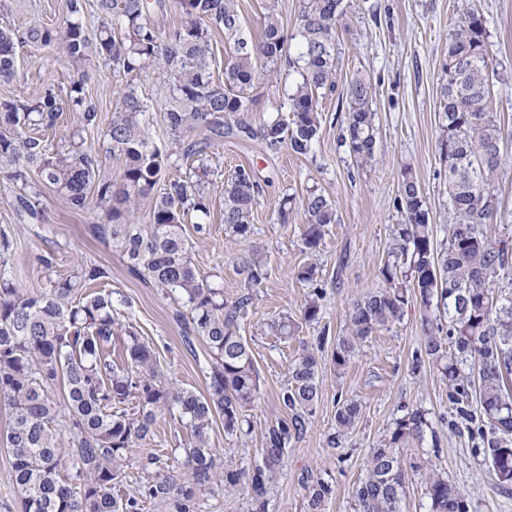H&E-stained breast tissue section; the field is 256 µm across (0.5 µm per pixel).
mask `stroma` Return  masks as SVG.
Wrapping results in <instances>:
<instances>
[{
	"label": "stroma",
	"instance_id": "1",
	"mask_svg": "<svg viewBox=\"0 0 512 512\" xmlns=\"http://www.w3.org/2000/svg\"><path fill=\"white\" fill-rule=\"evenodd\" d=\"M237 4L245 36L255 38L270 8L285 30L295 33L303 0H237ZM345 4L346 14L336 25L335 88L320 102L321 131L313 150L299 155L285 147L268 149L258 139L220 141L206 160L210 215L203 227H185L196 268L223 289L226 301L245 291L242 258L257 247L267 260L268 276L254 290L240 329L260 376V399L249 411L252 431L245 438L228 436L218 423L210 433L211 443L221 459L250 467L268 425L284 415L279 394L288 380V366L308 349L322 362L319 400L308 431L288 450L269 512H307V488L321 478L333 486L324 512H354L353 490L365 473L370 452L387 437L405 406L428 410L435 431L423 444H407L405 459L431 460L465 494L469 512H512V492L500 489L466 434L448 427L452 409L447 379L429 364L413 363V353L423 341L418 302H409L399 323L374 333L345 367H336L333 361L336 341L346 333L349 309L356 298L378 287V270L387 261L393 233L403 221L397 205L403 169H411L419 182L437 238L445 236L450 217L448 167L440 153L443 65L449 32L474 7L485 18L488 47L498 70L491 109L508 134L497 179L501 219L488 225L487 231L494 236L512 234V0H345ZM67 16V0H0V27L12 29L21 39L32 25L55 27ZM16 53V75L0 82V100H29L48 89L60 98L69 96L77 79L56 50L38 49L22 40ZM356 75L369 77L376 89L377 147L367 167L358 166L341 141L347 116L345 87ZM165 78L155 65L129 71L91 58L79 80L85 97L97 108L99 121L85 128L78 113L64 110L55 127L43 133L50 151L67 149L74 142L84 144L99 152L102 178H115L124 159L108 152L106 131L118 94L132 86L147 105L156 144L169 154L161 185L183 176L195 161L182 156L168 133L169 101L160 91ZM289 90L284 80L260 77L251 91L255 121L287 117ZM240 165L253 168L262 191L249 237L234 241L224 226V183ZM312 191L324 194L336 208L335 223L327 226L313 253L303 243L300 205ZM25 193L37 194L39 218L15 210L16 196ZM289 196L298 203L287 223H278V210ZM101 211L97 195H90L87 208L74 209L35 171H28L20 182L12 179L10 166L0 165V236L13 244L11 265L17 280L31 289L44 288L74 275L81 265L109 267L112 276L104 288L117 304L115 332L107 347L113 362H125L124 330L131 327L154 349L166 378L205 392L209 365L205 343L185 342L176 319L177 301L133 276L111 239L93 233ZM47 257L52 260L48 266L43 263ZM308 262L316 265L317 282L324 291L320 318L311 323L302 318L310 287L295 276L297 268ZM285 314L293 320L295 332L284 339L272 335L269 326ZM345 398L361 403V416L341 446L331 448L326 439L336 430V409ZM10 421L9 407L0 403V512H21V498L12 481V453L5 441ZM187 437V429L173 416H158L152 438L135 447L136 461L126 468L117 493L137 491L144 479L138 458L167 454Z\"/></svg>",
	"mask_w": 512,
	"mask_h": 512
}]
</instances>
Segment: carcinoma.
I'll return each instance as SVG.
<instances>
[{"instance_id": "carcinoma-1", "label": "carcinoma", "mask_w": 512, "mask_h": 512, "mask_svg": "<svg viewBox=\"0 0 512 512\" xmlns=\"http://www.w3.org/2000/svg\"><path fill=\"white\" fill-rule=\"evenodd\" d=\"M185 22L168 34L158 33L150 19L148 0H98L101 30L96 43L87 39L81 22L84 0H67L69 19L58 27H31L26 39L36 47H55L77 75L93 53L128 71L156 63L166 70L162 92L172 103L167 128L184 157L203 156L217 142L262 139L268 148L286 145L306 155L319 138L320 98L333 88L336 67V23L345 15L344 0H304L297 28L288 33L272 13L264 16L259 39L244 37L236 0H175ZM224 32L233 44L224 67V82H215L210 29ZM287 63L297 73L288 94L289 120L270 119L257 126L250 112L249 90L263 70ZM16 70L15 34L0 29V78ZM495 67L490 57L485 19L470 10L448 38L443 67L442 139L448 163V196L452 221L442 243L435 241L429 212L411 169L399 178V203L404 223L394 231L389 259L378 271L380 286L353 302L346 335L333 355L345 366L379 329L401 321L409 299H419L424 335L413 361L428 360L448 379V401L455 418L464 422L469 438L504 492L512 490V238L488 235L487 225L500 209L497 173L503 129L491 111ZM69 105L83 127L98 122L93 103L72 87ZM348 103L342 141L355 161L374 158L376 113L371 82L354 76L346 87ZM62 105L52 90L27 101L0 100V164L23 180L38 172L66 202L87 206L92 188L112 206L100 215L94 232L112 239L128 259V268L166 295L179 300L177 311L186 339L198 338L209 349L210 366L204 394L165 379L154 350L128 328L127 360L112 364L105 355L115 320L112 293H88L84 286L105 283L111 270L102 265L80 267L76 275L38 290L16 282L9 267V240L0 239V403L12 411L6 434L12 450L13 481L22 512H141L152 502L165 512H199V494L209 490L239 492L250 512H268L271 493L284 467L291 442L309 426L319 396L322 365L312 352L300 354L288 367L280 394L285 415L270 424L259 459L250 469L222 463L210 444L216 420L224 433L247 436L251 420L246 408L259 398L260 377L251 347L239 323L254 289L267 279L259 253L242 261L247 292L231 302L211 287L190 258L183 224L189 212L202 221L209 214L206 192L188 176L169 184L156 199L148 224L131 217L140 199L149 196L166 165L167 155L153 141L146 106L136 89L126 88L112 112L107 136L111 149L123 156L115 182L99 178L100 160L76 146L49 154L33 130L57 123ZM261 186L251 169L240 166L224 183V224L236 239L251 230L253 208ZM306 224L302 238L314 252L325 227L336 223V210L324 195L303 200ZM298 280L313 285L302 316L319 319L323 289L314 286L316 266L296 271ZM448 327H443V321ZM63 386L66 400L57 403L53 389ZM136 405L126 409V404ZM178 414L190 437L171 450L172 457L148 455L139 460L146 474L138 495H112L131 460V449L150 438L158 415ZM361 415L355 399L336 410L337 434L352 430ZM63 425L71 445V465L63 469L58 438ZM431 428L427 413L407 408L395 419L388 439L372 449L366 474L354 493L355 512H400L407 470L425 471L429 512H469L464 493L448 477L419 462L405 464L401 445L421 441ZM332 484L318 480L308 487L309 512H323Z\"/></svg>"}]
</instances>
